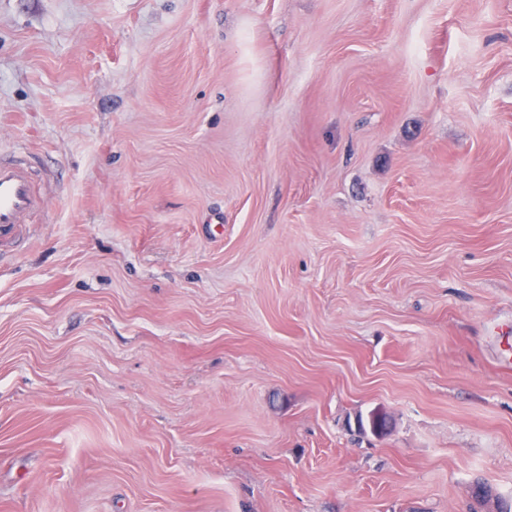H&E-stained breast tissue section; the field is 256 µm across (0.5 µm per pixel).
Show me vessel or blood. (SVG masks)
Wrapping results in <instances>:
<instances>
[{
	"mask_svg": "<svg viewBox=\"0 0 512 512\" xmlns=\"http://www.w3.org/2000/svg\"><path fill=\"white\" fill-rule=\"evenodd\" d=\"M39 204L32 172L22 157L0 158V248L13 244Z\"/></svg>",
	"mask_w": 512,
	"mask_h": 512,
	"instance_id": "obj_1",
	"label": "vessel or blood"
}]
</instances>
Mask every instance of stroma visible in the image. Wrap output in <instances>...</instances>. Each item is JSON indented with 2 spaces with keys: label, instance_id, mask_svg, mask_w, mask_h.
<instances>
[{
  "label": "stroma",
  "instance_id": "35a3bbf8",
  "mask_svg": "<svg viewBox=\"0 0 512 512\" xmlns=\"http://www.w3.org/2000/svg\"><path fill=\"white\" fill-rule=\"evenodd\" d=\"M19 148L0 512L512 498V0H0Z\"/></svg>",
  "mask_w": 512,
  "mask_h": 512
}]
</instances>
